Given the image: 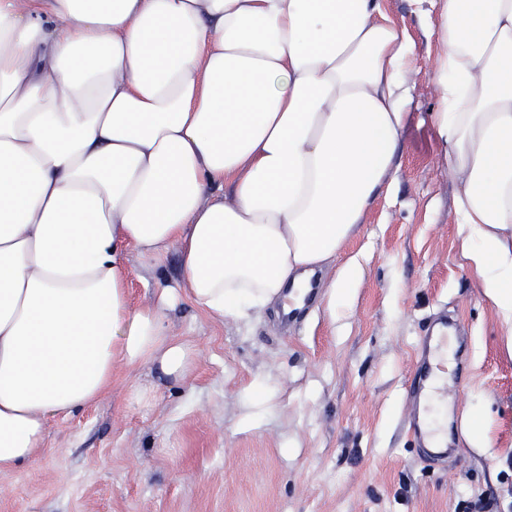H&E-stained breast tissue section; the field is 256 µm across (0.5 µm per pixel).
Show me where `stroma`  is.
I'll use <instances>...</instances> for the list:
<instances>
[{
    "label": "stroma",
    "instance_id": "1",
    "mask_svg": "<svg viewBox=\"0 0 512 512\" xmlns=\"http://www.w3.org/2000/svg\"><path fill=\"white\" fill-rule=\"evenodd\" d=\"M421 51L405 72L412 99L392 188L338 259L365 275L342 316L316 304L284 325L256 314L215 322L189 304L169 314L197 362L184 383L117 367L111 386L76 415L53 421L32 467L0 474V512H512V354L463 254L455 185L429 124L440 100L430 0H384ZM130 302L154 298L178 273L176 252L130 254ZM448 311L468 332L462 386H449L455 452L425 463L408 429L410 384L432 315ZM277 381L259 427L238 426L252 379ZM154 386L150 406L132 386ZM483 410L489 448L464 443L463 413Z\"/></svg>",
    "mask_w": 512,
    "mask_h": 512
}]
</instances>
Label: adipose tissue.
<instances>
[{
  "instance_id": "obj_1",
  "label": "adipose tissue",
  "mask_w": 512,
  "mask_h": 512,
  "mask_svg": "<svg viewBox=\"0 0 512 512\" xmlns=\"http://www.w3.org/2000/svg\"><path fill=\"white\" fill-rule=\"evenodd\" d=\"M441 104L465 255L512 352V0H434ZM417 56L382 0H0V473L98 400L116 367L183 380L182 302L217 321L337 264L402 148ZM178 255L154 305L128 255ZM278 392L257 376L240 423Z\"/></svg>"
}]
</instances>
